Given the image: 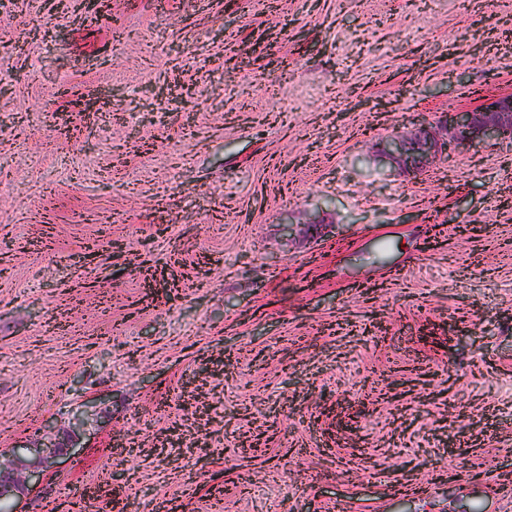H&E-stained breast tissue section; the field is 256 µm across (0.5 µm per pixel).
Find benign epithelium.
Listing matches in <instances>:
<instances>
[{
  "instance_id": "benign-epithelium-1",
  "label": "benign epithelium",
  "mask_w": 512,
  "mask_h": 512,
  "mask_svg": "<svg viewBox=\"0 0 512 512\" xmlns=\"http://www.w3.org/2000/svg\"><path fill=\"white\" fill-rule=\"evenodd\" d=\"M110 0H80L76 11L87 17L99 18L109 11ZM512 139V95L499 96L485 106L468 112H450L437 126V130L424 124L410 135L395 136L379 149L380 155L394 161L403 168L417 173L421 170L420 160L437 156L451 147L476 144L488 139ZM32 457L20 462L16 476L0 475V503L7 504L11 497L24 491L27 479L40 478L45 462L44 448H30Z\"/></svg>"
}]
</instances>
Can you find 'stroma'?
I'll return each mask as SVG.
<instances>
[{"mask_svg":"<svg viewBox=\"0 0 512 512\" xmlns=\"http://www.w3.org/2000/svg\"><path fill=\"white\" fill-rule=\"evenodd\" d=\"M1 70L16 512H512V139L374 157L512 94V0H0ZM53 448H25L32 457L30 459L24 460L20 462V468H16V472L20 471L22 473V478L20 481L16 479L15 474L12 473L11 476H2L0 475V503L8 504V510L14 511L13 507L9 505V500L12 496H17V494L22 493L24 491L27 479L33 476L35 478V483L40 478V473L43 472V464L45 462V452L48 450L49 454H51V450L54 454H61L67 451L68 448H64L65 446L60 443L52 445Z\"/></svg>","mask_w":512,"mask_h":512,"instance_id":"obj_1","label":"stroma"}]
</instances>
